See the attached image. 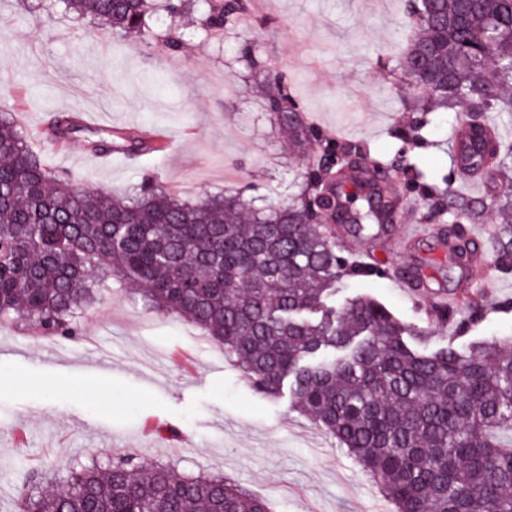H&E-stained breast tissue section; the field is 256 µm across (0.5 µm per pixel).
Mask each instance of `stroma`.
<instances>
[{
	"instance_id": "obj_1",
	"label": "stroma",
	"mask_w": 512,
	"mask_h": 512,
	"mask_svg": "<svg viewBox=\"0 0 512 512\" xmlns=\"http://www.w3.org/2000/svg\"><path fill=\"white\" fill-rule=\"evenodd\" d=\"M403 3L267 0L261 23L220 47L207 45L192 16H183L176 20L183 35L176 54L165 42L118 38L61 8L49 16L27 12L20 0H0V14L10 18L0 37L14 46L0 58V110L16 113L50 168L107 194L130 193L149 174L185 199L244 186L254 205L284 202L307 156L270 123L262 108L266 78L250 67L242 45L288 75L316 126L387 159L402 146L391 130L414 117L399 72L375 63L403 29ZM63 111L93 114L100 125L163 131L171 145L137 160L116 154L103 164L82 140L62 150L34 138ZM456 119L452 112L433 115L428 143L413 160L433 182L488 196L489 178L464 179L454 165ZM396 188L407 205L398 222L369 238L340 224L336 240L417 278L419 287L373 277L340 289L337 301L364 291L402 320L423 325L433 298L462 294L468 285L492 305L488 319L461 337L447 324L430 346L451 335L461 348L512 338V275H496L490 261L469 270L449 260L440 224L403 242V225L420 222L422 200L404 182ZM80 326L74 342L0 322V373L10 378L0 386V512H14L13 489L27 471L57 479L74 464L118 454L183 474L223 476L267 500L273 512H391L372 477L288 398L256 395L223 348L193 325L157 314L112 281Z\"/></svg>"
}]
</instances>
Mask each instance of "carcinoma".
<instances>
[{
	"label": "carcinoma",
	"mask_w": 512,
	"mask_h": 512,
	"mask_svg": "<svg viewBox=\"0 0 512 512\" xmlns=\"http://www.w3.org/2000/svg\"><path fill=\"white\" fill-rule=\"evenodd\" d=\"M89 15L120 37L150 32L182 48L171 28L150 31L154 0H37ZM417 34L396 67L421 87V122L396 133L416 148L429 114L452 111L476 133L473 161L488 167V198L432 187L404 152L374 161L365 144L338 142L308 121L285 73L242 52L265 73L270 122L298 147H314L289 201L248 203L241 190L185 201L142 180L133 193L101 195L47 167L11 112H0V320L15 319L45 338L77 340L79 315L112 278L138 288L145 305L196 325L224 348L253 391L288 394L296 410L368 472L394 512H512V343L455 337L484 322L490 308H438L456 324L436 348L423 326L407 323L367 293L336 304L351 278L379 275L342 255L330 224L364 229L393 219L382 178L401 174L423 200L420 219L448 225L455 257L475 250L469 225L512 214V143L496 136L512 120V0H407ZM256 20L253 0H202L207 34ZM55 142L83 140L93 152L141 155L143 136L83 126L68 114L49 128ZM374 161L363 204L349 208L336 187L346 169ZM494 265L512 272V222L498 224ZM16 512H272L222 477L146 467L131 455L68 469L58 483L30 471L15 486Z\"/></svg>",
	"instance_id": "carcinoma-1"
}]
</instances>
